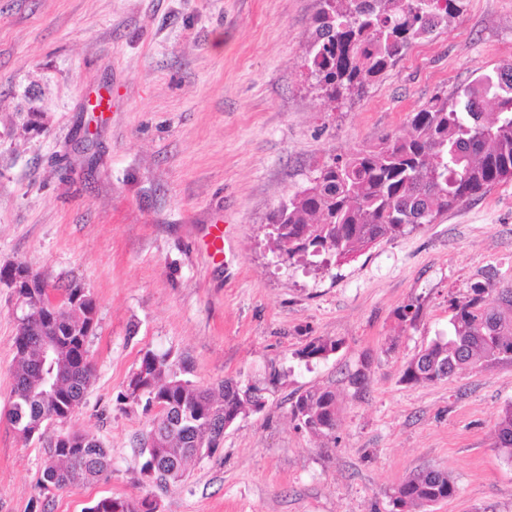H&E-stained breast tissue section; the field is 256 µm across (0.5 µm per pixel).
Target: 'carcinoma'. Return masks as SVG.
I'll return each instance as SVG.
<instances>
[{
  "label": "carcinoma",
  "instance_id": "carcinoma-1",
  "mask_svg": "<svg viewBox=\"0 0 512 512\" xmlns=\"http://www.w3.org/2000/svg\"><path fill=\"white\" fill-rule=\"evenodd\" d=\"M312 19L313 41L303 67L324 105L362 96L367 86L390 67L415 40L448 24L463 0H320ZM512 179V63L497 67L451 95L437 94L411 113L403 134H386L379 142L344 159L324 164L309 184L271 215L274 249L283 262L307 255L322 257L329 267L383 239H394L458 207L489 187ZM495 294V302L486 297ZM448 335L439 336L406 364L402 381L424 385L450 380L490 363L512 361V285L492 272L470 286L467 296L450 303ZM96 304L89 298L70 307L55 325L57 359L66 387L55 395L43 390L33 370L39 355L30 341L37 319L18 317L11 410L6 418L20 437L45 440L40 489L64 492L112 474L106 448L80 431L48 434L65 424L93 383L94 366L87 342L93 334ZM338 339L318 336L298 351L306 361L336 353ZM136 383H128L118 401H156L149 433L159 446L141 448V472L164 483L182 481L199 450L214 454L224 439V423L238 421L258 405L265 388H246L226 379L214 391L181 377L167 356L146 352ZM296 426L327 438L337 426V395L328 387L300 393L292 404ZM495 448L512 461V404L494 423ZM456 485L438 469L408 474L395 488L398 512H426L453 497ZM148 496L103 497L86 512H157Z\"/></svg>",
  "mask_w": 512,
  "mask_h": 512
}]
</instances>
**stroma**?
<instances>
[{
    "label": "stroma",
    "instance_id": "obj_1",
    "mask_svg": "<svg viewBox=\"0 0 512 512\" xmlns=\"http://www.w3.org/2000/svg\"><path fill=\"white\" fill-rule=\"evenodd\" d=\"M319 7L0 0V266L25 263L95 299V376L69 426L112 457L108 479L56 495L45 512L145 493L160 512H392L395 487L428 466L457 487L432 512H512V462L492 435L512 403V361L401 381L406 362L447 334L450 300L491 269L512 282V180L328 272L311 256L279 261L269 221L325 162L512 62V0H465L333 112L302 66ZM212 224L226 229L218 263L205 248ZM410 303L420 312L407 324L399 311ZM18 314L0 283V410ZM318 336L340 350L299 358ZM149 351L202 387L279 376L260 412L164 488L140 471L150 415L117 401ZM313 387L338 396L332 438L290 417ZM44 456L0 419V512H31Z\"/></svg>",
    "mask_w": 512,
    "mask_h": 512
}]
</instances>
